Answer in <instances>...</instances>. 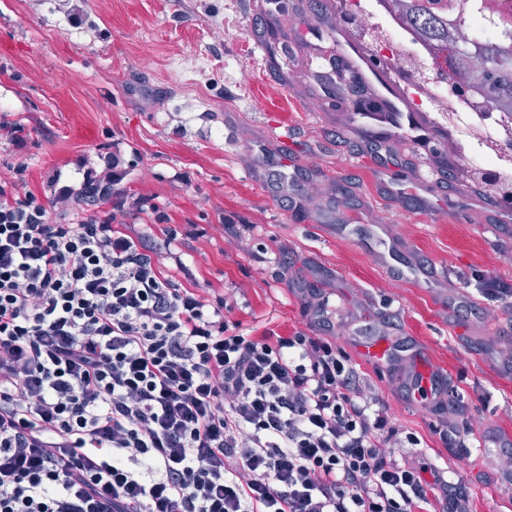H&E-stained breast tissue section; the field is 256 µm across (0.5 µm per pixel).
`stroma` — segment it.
I'll list each match as a JSON object with an SVG mask.
<instances>
[{
	"label": "stroma",
	"mask_w": 512,
	"mask_h": 512,
	"mask_svg": "<svg viewBox=\"0 0 512 512\" xmlns=\"http://www.w3.org/2000/svg\"><path fill=\"white\" fill-rule=\"evenodd\" d=\"M225 0H0V182L44 201L99 176L113 151L134 161L123 183L153 196L175 224L206 236L175 250L201 287L234 293L231 319L243 331L301 332L328 342L386 406L393 426L418 437L395 449L416 455L457 483L471 512H512V483L493 460L512 451V202L483 184L482 167L461 158L452 132L436 143L366 139L350 116L366 85L328 76L336 36L357 42L360 22L336 0H241L236 34L224 32ZM234 65L239 79L203 77L198 104L174 69L196 48ZM288 135L298 179L323 195L293 205L273 195L256 169L263 144ZM437 164L445 193L426 215L412 196L390 197L375 175L411 180ZM409 243L384 258L374 221ZM243 246L231 249L226 235ZM434 265L446 289L400 278L407 258ZM501 288L498 296L488 287ZM329 314L315 312L317 296ZM369 335L419 341L446 374L441 420L398 388L390 366H371L346 325ZM497 438L479 454L480 430Z\"/></svg>",
	"instance_id": "1"
}]
</instances>
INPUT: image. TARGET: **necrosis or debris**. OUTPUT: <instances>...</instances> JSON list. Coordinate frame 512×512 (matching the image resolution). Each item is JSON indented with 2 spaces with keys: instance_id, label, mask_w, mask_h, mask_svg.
Listing matches in <instances>:
<instances>
[{
  "instance_id": "1",
  "label": "necrosis or debris",
  "mask_w": 512,
  "mask_h": 512,
  "mask_svg": "<svg viewBox=\"0 0 512 512\" xmlns=\"http://www.w3.org/2000/svg\"><path fill=\"white\" fill-rule=\"evenodd\" d=\"M387 0H363L359 20L363 27L381 32L392 45L390 60L401 72L424 70L429 81L425 88L434 108L436 122L451 126L465 151V158L477 166L495 167L502 176L512 175V156L494 151V143L506 137L504 115L479 112L471 105V97L449 91L447 81L424 45L404 27L386 6Z\"/></svg>"
}]
</instances>
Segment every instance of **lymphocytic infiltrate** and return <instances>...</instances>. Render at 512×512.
<instances>
[{"mask_svg": "<svg viewBox=\"0 0 512 512\" xmlns=\"http://www.w3.org/2000/svg\"><path fill=\"white\" fill-rule=\"evenodd\" d=\"M112 160L82 218L0 184V512H430L443 473L396 462L386 409L331 344L228 321Z\"/></svg>", "mask_w": 512, "mask_h": 512, "instance_id": "lymphocytic-infiltrate-1", "label": "lymphocytic infiltrate"}]
</instances>
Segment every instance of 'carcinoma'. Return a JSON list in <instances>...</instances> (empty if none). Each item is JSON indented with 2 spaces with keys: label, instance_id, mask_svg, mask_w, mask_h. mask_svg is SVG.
Instances as JSON below:
<instances>
[{
  "label": "carcinoma",
  "instance_id": "obj_1",
  "mask_svg": "<svg viewBox=\"0 0 512 512\" xmlns=\"http://www.w3.org/2000/svg\"><path fill=\"white\" fill-rule=\"evenodd\" d=\"M407 28L432 52L442 54L448 84L475 97L480 112L512 110V40L469 43L454 33L467 20L472 0H455L445 9L436 0H394ZM480 11L492 13L502 23L512 25V0H478ZM112 197V175L88 177L78 194L84 212L95 209Z\"/></svg>",
  "mask_w": 512,
  "mask_h": 512
}]
</instances>
